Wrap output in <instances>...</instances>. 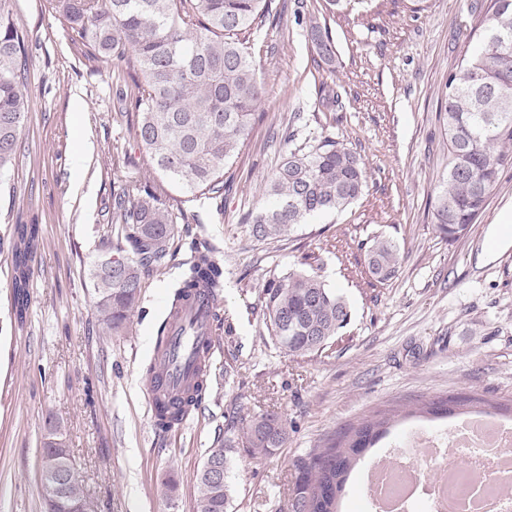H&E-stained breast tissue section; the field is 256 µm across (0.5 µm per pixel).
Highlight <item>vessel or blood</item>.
Masks as SVG:
<instances>
[{
    "label": "vessel or blood",
    "instance_id": "b4317fda",
    "mask_svg": "<svg viewBox=\"0 0 512 512\" xmlns=\"http://www.w3.org/2000/svg\"><path fill=\"white\" fill-rule=\"evenodd\" d=\"M213 303L209 296L200 295L177 315L172 323L175 354L166 356L167 388H179L186 377L196 371L200 360L197 349L211 342L213 336Z\"/></svg>",
    "mask_w": 512,
    "mask_h": 512
}]
</instances>
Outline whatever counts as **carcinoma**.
Instances as JSON below:
<instances>
[{
  "mask_svg": "<svg viewBox=\"0 0 512 512\" xmlns=\"http://www.w3.org/2000/svg\"><path fill=\"white\" fill-rule=\"evenodd\" d=\"M273 0H45V8L62 18L96 60L141 74L132 96H122L139 120L132 138L143 144L151 170L170 183L210 198L224 197V165L245 144L255 111L264 98L248 43L272 13ZM474 9L484 12L486 37L458 69L448 75L441 96L439 121L448 148L447 171L432 206V223L454 242L485 207L503 167L512 164V28L502 40L501 20L512 19V0H490ZM317 55L331 60L328 33L310 25ZM28 33L19 27L8 0H0V175L13 165L20 149L19 134L29 112ZM339 95L322 87L318 109L333 111ZM112 190V219L120 225L116 242L91 271L98 322L109 333L130 324L145 278L166 267L179 214L170 205L164 185L143 177L118 176ZM366 189V167L360 154L326 138L314 146L300 145L265 185L269 204L247 218L258 239L283 234L310 217L342 211ZM42 242L40 225L17 224L10 240L12 288L18 315L30 296L29 260ZM124 264L104 268L109 255ZM398 246L376 237L365 251L372 279L384 282L400 264ZM173 285L169 312L202 289L212 296L213 321L221 317L223 260L214 251L192 245L190 259ZM266 330L273 346L293 357L314 358L331 347L350 320L339 291L307 270L269 280L263 287ZM164 364L153 356L145 379L154 388L159 430L166 432L201 406L211 388L210 358L204 357L195 382L171 393L164 388ZM459 396L423 404L414 414L448 416L453 409L481 403ZM248 441L243 449L252 459L273 455L288 440L286 423L275 412L239 418ZM394 419L377 411L350 427L323 448L313 449L296 463L291 512H339V497L351 471L387 432ZM224 447L209 450L207 461L222 469L214 480L206 467L196 475L197 512H227L230 485ZM44 465L40 494L45 512H86L81 484L70 483L63 471L74 465L58 427H49L41 448Z\"/></svg>",
  "mask_w": 512,
  "mask_h": 512,
  "instance_id": "1",
  "label": "carcinoma"
}]
</instances>
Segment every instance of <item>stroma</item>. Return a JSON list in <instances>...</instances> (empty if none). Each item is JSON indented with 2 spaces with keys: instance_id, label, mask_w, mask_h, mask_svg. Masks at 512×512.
Listing matches in <instances>:
<instances>
[{
  "instance_id": "35a3bbf8",
  "label": "stroma",
  "mask_w": 512,
  "mask_h": 512,
  "mask_svg": "<svg viewBox=\"0 0 512 512\" xmlns=\"http://www.w3.org/2000/svg\"><path fill=\"white\" fill-rule=\"evenodd\" d=\"M474 0H366L325 14L322 0H275L280 19L251 37L265 98L248 139L224 168L223 199L168 186L187 217L177 254L145 281L128 331L108 336L97 320L89 270L115 240L112 166L146 175L147 151L129 129L134 109L115 93L131 73L88 61L44 0H14L29 35L30 110L20 154L0 201V240L14 224H37L43 244L31 261V299L17 316L11 255L0 250V512H44L41 440L48 419L62 426L90 512H196L195 476L229 417L278 413L288 441L266 459L227 455L228 512H288L294 465L377 410L476 394L512 401V165L467 232L448 242L428 203L448 163L438 113L449 72L479 43ZM327 28L332 62L318 58L296 16ZM342 97L319 111L323 84ZM331 137L363 157L367 190L344 211L276 238L253 237L248 214L267 203L264 187L286 145ZM393 240L396 275L373 281L364 245ZM224 261V322L213 336L212 390L186 423L161 433L150 413L144 367L167 315L173 283L191 245ZM308 254L350 309L331 349L293 358L268 340L262 287ZM175 478L169 491L167 478Z\"/></svg>"
}]
</instances>
